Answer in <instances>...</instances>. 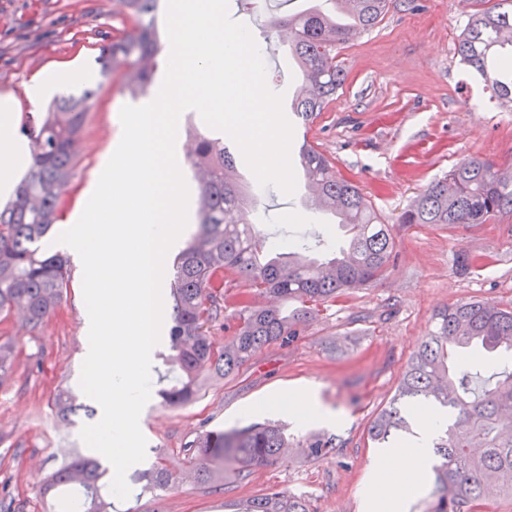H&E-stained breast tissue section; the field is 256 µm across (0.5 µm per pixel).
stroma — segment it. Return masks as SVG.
Instances as JSON below:
<instances>
[{
	"label": "stroma",
	"mask_w": 512,
	"mask_h": 512,
	"mask_svg": "<svg viewBox=\"0 0 512 512\" xmlns=\"http://www.w3.org/2000/svg\"><path fill=\"white\" fill-rule=\"evenodd\" d=\"M112 2L0 0V95H14L18 112L36 114L54 96L95 91L77 175L52 228L56 234L131 101L119 78L102 76L96 62L101 46L134 25L129 13L114 12ZM308 5L256 0L251 12L239 13L234 4L229 10L258 37L271 17ZM466 21L463 0H393L375 28L337 45L345 80L335 101L312 123L294 128L293 146L308 142L324 152L393 225L395 262L385 279L324 309L289 345L263 346L234 377L208 380L194 402L168 407L151 395L142 419L145 469L160 461L179 472L187 462L183 447L198 433L263 421L284 424L291 436L337 435L343 441L338 454L314 464L284 455L246 482L231 478L213 491L192 480L160 496L116 501L113 512H233L241 500L269 488L306 494L313 512H365L379 453L367 438L369 422L395 395L410 356L432 328L433 313L461 300L512 304V214L480 227L397 223L427 183L461 160L479 157L504 171L512 167V106L492 99L456 53ZM62 68L73 69L75 79L30 99L34 76ZM251 220L270 238L342 237L337 225L318 223L299 196L273 186L264 188ZM462 253L481 263L464 278L454 268ZM79 283V271H72L61 306L36 331L23 333L15 318L0 319V342L12 341L17 351L11 380L0 388V499L10 512H51L42 487L59 464L52 448H85L80 430L88 417L65 424L52 408L58 390H80L85 340ZM295 383L314 390L329 419L300 425L267 406L269 397Z\"/></svg>",
	"instance_id": "obj_1"
}]
</instances>
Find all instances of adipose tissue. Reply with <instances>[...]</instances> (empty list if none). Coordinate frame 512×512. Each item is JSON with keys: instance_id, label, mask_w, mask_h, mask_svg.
Listing matches in <instances>:
<instances>
[{"instance_id": "adipose-tissue-1", "label": "adipose tissue", "mask_w": 512, "mask_h": 512, "mask_svg": "<svg viewBox=\"0 0 512 512\" xmlns=\"http://www.w3.org/2000/svg\"><path fill=\"white\" fill-rule=\"evenodd\" d=\"M18 115L11 98L0 97V153L6 155V163L0 164V192L12 190L15 186V158L20 155V146L11 133L17 123ZM272 407L288 412L298 422L324 416V409L316 402L314 394L304 387H292L274 396ZM417 440L410 442L405 450H387L380 456L374 466L377 478L385 482L378 497L372 501L375 512H389V505H396L399 512H404L407 503L417 492V483H402L392 479L393 468L401 455H409L418 470H425L429 465V439L442 424L443 416L435 409L419 412L417 417Z\"/></svg>"}]
</instances>
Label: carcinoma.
I'll return each instance as SVG.
<instances>
[{"instance_id": "1", "label": "carcinoma", "mask_w": 512, "mask_h": 512, "mask_svg": "<svg viewBox=\"0 0 512 512\" xmlns=\"http://www.w3.org/2000/svg\"><path fill=\"white\" fill-rule=\"evenodd\" d=\"M136 18L135 27L112 37L98 59L104 76L120 78L124 91L138 96L151 85L154 72L142 62L161 52L159 0H120ZM330 11L313 5L276 18L270 29L288 30V55L297 63L304 88L292 100L291 114L303 124L314 120L334 99L344 81L336 62V44L375 27L390 0H327ZM463 64L490 87L502 103H512V8L498 3L472 10L456 46ZM92 108L91 92L61 96L41 116L26 117L20 134L29 143L28 172L13 199L0 208V317L17 310L28 326H43L59 307L70 284L67 260L41 250L40 241L55 223L62 191L76 175V144ZM188 163L206 172L198 181L195 207L198 230L174 263L162 331L167 339L168 372L177 383L163 394L168 406L190 402L206 380L237 373L262 346L285 345L321 308L381 280L395 248L394 227L384 223L352 181L310 144L301 146L298 163L312 188L306 204L317 212L336 209L347 232L345 256L328 260L310 256L302 242L283 253L254 230L250 211L257 202L253 187L238 174L237 157L224 140L198 133ZM512 212V176L493 163L469 158L448 174L429 182L399 216L404 225L480 226ZM224 320L231 339L215 345L208 325ZM431 331L411 355L388 406L369 422L368 438L390 448L411 433L410 407L432 403L448 410L449 423L433 439L439 463L434 491L424 512H476V507L512 494V366L495 374L482 395L468 386L470 367L500 354L512 355V306L492 300L446 305L432 316ZM16 353L0 343V386L10 380ZM58 416L77 413L73 394L55 399ZM288 446L285 429L275 423L250 424L215 436L200 433L185 446L196 482L222 487L226 475L237 479L275 465ZM334 435L309 433L296 441L307 462L337 454ZM107 469L100 461L75 452L57 467L43 488L54 498L64 492V512H111ZM143 490L161 494L176 488L177 477L163 464L139 473ZM239 512H310L302 494L271 488L241 503Z\"/></svg>"}]
</instances>
